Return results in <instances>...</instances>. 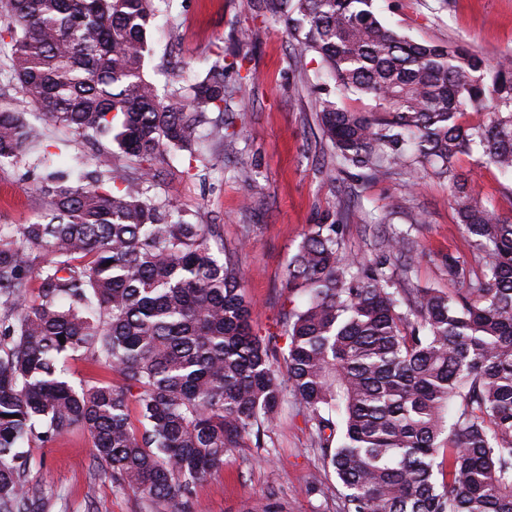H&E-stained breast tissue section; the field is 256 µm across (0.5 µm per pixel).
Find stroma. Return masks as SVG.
Returning <instances> with one entry per match:
<instances>
[{
	"instance_id": "stroma-1",
	"label": "stroma",
	"mask_w": 512,
	"mask_h": 512,
	"mask_svg": "<svg viewBox=\"0 0 512 512\" xmlns=\"http://www.w3.org/2000/svg\"><path fill=\"white\" fill-rule=\"evenodd\" d=\"M374 8L383 24L412 39L465 45L492 62L512 55V0H375ZM149 44L151 77L180 86L203 76L218 49L245 58L241 71L225 75L236 92L224 105V120L236 139L218 140L205 124L202 174L188 177L179 156L164 166L154 190L191 221L219 225L245 273L255 332L276 330L288 310V263L317 224H338L346 250L373 261L380 255V219L392 214L394 228L411 230L418 243L409 275L414 288L447 287V256L473 261L447 181L431 174L367 181L342 173L338 187L328 184L330 150L316 122L319 93L289 70L288 36L264 16L260 0H171L157 15ZM94 152L67 129L44 123L25 160L0 168V224L36 221L47 205L37 190L42 178L54 170L78 173ZM455 167L500 212H512L511 177L475 154L459 157ZM242 169L252 172V181L238 179ZM24 451L36 512H145L141 499L118 489L94 461L86 430ZM338 491L288 397L265 447L228 452L223 468L195 485L191 512H260L270 505L280 512H332Z\"/></svg>"
}]
</instances>
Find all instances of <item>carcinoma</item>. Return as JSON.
<instances>
[{
    "label": "carcinoma",
    "instance_id": "carcinoma-1",
    "mask_svg": "<svg viewBox=\"0 0 512 512\" xmlns=\"http://www.w3.org/2000/svg\"><path fill=\"white\" fill-rule=\"evenodd\" d=\"M156 2L0 0L30 111L140 164L129 176L102 147L76 180L39 185L41 220L0 225V512L30 498L21 445L74 426L147 512H185L229 451L264 447L287 396L341 487L337 512H512V215L455 168L476 150L512 174V57L492 66L463 45L417 42L384 26L373 0H263L294 71L313 53L334 83L319 87L316 120L337 168L448 180L477 264L450 255L452 288H399L409 232L385 234L382 259L365 262L338 225L317 224L288 264L281 329L262 336L217 226L151 192L176 153L199 159L207 112L224 111V74L241 64L219 54L185 92L160 91L144 70ZM355 93L371 111L336 102ZM485 110L487 122L462 124ZM39 138L0 104V167ZM78 351L122 384L72 385L61 362Z\"/></svg>",
    "mask_w": 512,
    "mask_h": 512
}]
</instances>
